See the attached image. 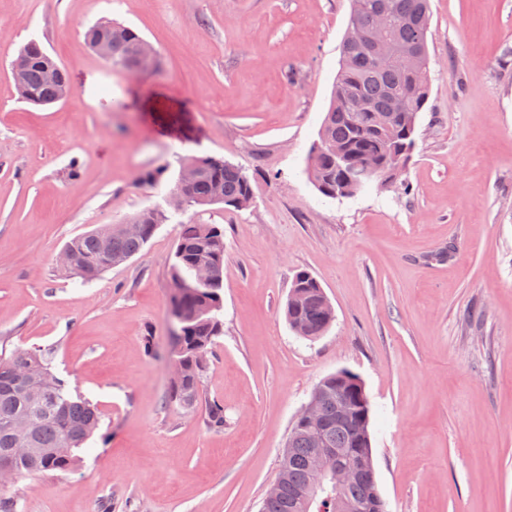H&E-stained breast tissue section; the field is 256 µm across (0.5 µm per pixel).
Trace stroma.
Here are the masks:
<instances>
[{
    "label": "stroma",
    "instance_id": "obj_1",
    "mask_svg": "<svg viewBox=\"0 0 512 512\" xmlns=\"http://www.w3.org/2000/svg\"><path fill=\"white\" fill-rule=\"evenodd\" d=\"M430 99L403 186L331 199L307 173L340 69L351 0H0V354L50 352L95 404L68 472L0 488L17 512H260L293 421L347 369L372 407L386 512H512V0H430ZM113 19L161 58L110 68L86 28ZM39 39L73 89L22 102L11 63ZM242 167L224 229V334L203 404H168L176 222L85 282L75 236L166 206L173 152ZM308 272L335 320L297 336L284 307ZM224 406L208 429L205 401Z\"/></svg>",
    "mask_w": 512,
    "mask_h": 512
}]
</instances>
